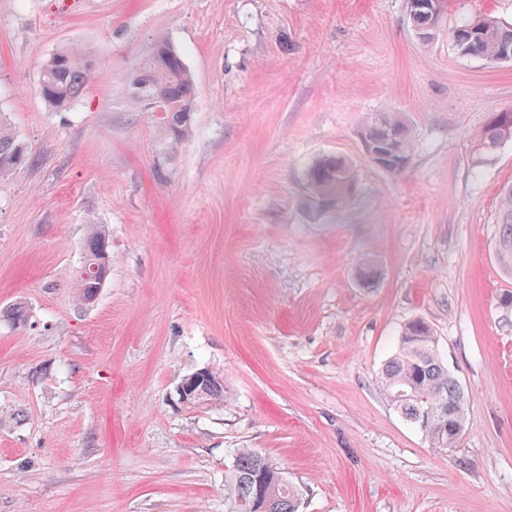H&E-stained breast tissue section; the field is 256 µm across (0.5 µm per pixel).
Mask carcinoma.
<instances>
[{
  "label": "carcinoma",
  "mask_w": 512,
  "mask_h": 512,
  "mask_svg": "<svg viewBox=\"0 0 512 512\" xmlns=\"http://www.w3.org/2000/svg\"><path fill=\"white\" fill-rule=\"evenodd\" d=\"M411 25L421 39L428 40L438 19L425 6L409 13ZM456 49L465 56L499 63L512 60V24L493 17L475 19L458 26L452 33ZM94 74L91 60L75 48L57 51L42 66L39 94L54 112L68 110L84 92ZM161 93L167 103L165 127L174 141L188 129L193 112L196 87L180 53L166 41L158 42L149 58L140 66L130 98L140 103L153 93ZM363 138L377 149L389 143L396 154L386 159L384 170L398 176L410 160L413 144L408 129L393 113H384L364 131ZM512 139V111L493 112L477 132L478 146L494 150ZM26 148L6 127L0 116V174L27 163ZM309 208L316 216L343 207L351 197L355 184L351 166L340 157H326L306 173ZM495 255L500 266L512 273V186L502 191L498 216ZM111 262L109 239L94 233L86 243L84 264L99 267L108 274ZM99 279L79 274L75 288L79 300L86 304L99 292ZM379 382L391 397L397 412L425 434L435 448H452L460 436L448 430V408L454 407L453 422L465 431L464 394L457 378L440 356L432 328L421 320L407 323L398 339L395 354L382 367ZM224 395L222 381L213 373L200 383L191 406L212 404ZM229 512H298V501L283 472L270 458L253 448H239L232 469L225 476Z\"/></svg>",
  "instance_id": "cac0c4a2"
}]
</instances>
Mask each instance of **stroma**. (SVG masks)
Listing matches in <instances>:
<instances>
[{
	"instance_id": "1",
	"label": "stroma",
	"mask_w": 512,
	"mask_h": 512,
	"mask_svg": "<svg viewBox=\"0 0 512 512\" xmlns=\"http://www.w3.org/2000/svg\"><path fill=\"white\" fill-rule=\"evenodd\" d=\"M512 23V0H446L421 40L408 0H0V113L29 153L0 176V512H228L239 448L267 454L299 512H512V274L493 243L512 140V62L461 56L453 30ZM167 39L196 85L178 149L130 82ZM94 64L64 112L41 67ZM409 128L399 177L367 157L382 113ZM355 173L312 216L306 172ZM112 267L73 290L93 228ZM371 261V285L358 278ZM428 323L465 396L433 448L377 376L404 325ZM208 368L224 400L176 389ZM512 139V111L493 112L485 125L477 132L480 148L494 150L503 141ZM206 373H208L206 369H200L183 379L177 388V393L179 395L178 401L180 404L188 406L191 403V406L189 407H198L206 404H212L223 397V383L212 371H210L209 377L197 386L194 397L190 402V398L193 396V383Z\"/></svg>"
}]
</instances>
